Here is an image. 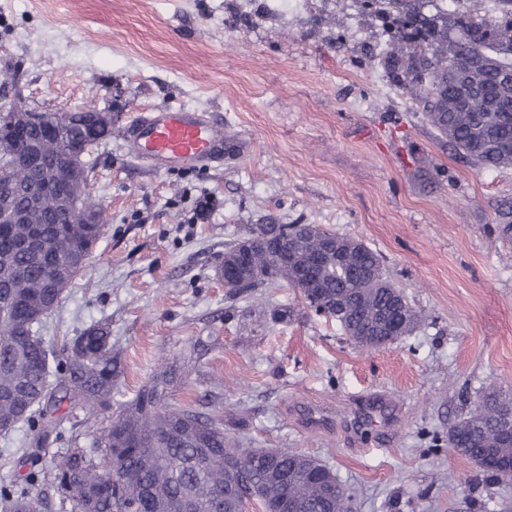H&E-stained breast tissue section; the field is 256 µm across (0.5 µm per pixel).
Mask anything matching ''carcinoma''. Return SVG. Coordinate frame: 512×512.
<instances>
[{
    "instance_id": "carcinoma-1",
    "label": "carcinoma",
    "mask_w": 512,
    "mask_h": 512,
    "mask_svg": "<svg viewBox=\"0 0 512 512\" xmlns=\"http://www.w3.org/2000/svg\"><path fill=\"white\" fill-rule=\"evenodd\" d=\"M379 21L385 38L380 62L390 82L419 91L414 104L423 119L475 166L496 170L512 166V0H497L498 15L477 20L465 12H424V0H361ZM481 46L490 63L465 65ZM70 151L92 148L80 135L91 117L74 112ZM13 115L0 111V197L28 203L17 192L23 177L10 167ZM83 204L97 216L94 224H61L51 207L34 212L32 224H0V427L8 436L21 423L52 427L57 393L100 409L111 408L118 371L112 356V331L98 322L74 336L59 352L39 334L45 316L85 267L105 225L103 211L86 194ZM255 241L247 270L233 297L257 294L286 284L300 292L306 308L336 318L348 341L362 349L390 345L409 335L421 315L389 279L380 256L354 237L322 227L305 235L297 224H251L226 246L225 264L241 258L245 243ZM65 383L53 382V370ZM171 372L162 366L138 395L102 428L92 447L75 446L54 458L51 470L38 468L46 449L19 448L6 463L28 468L21 481L0 486V512H37L32 486L49 478L72 512H242L243 499L272 512L282 502L298 512H349L341 486L315 457L284 449L242 448L224 434L218 415L167 400ZM512 399L495 387L448 430V447L483 468L488 454L504 467L512 447L498 446L500 413ZM233 460L239 476L232 497L224 491V461Z\"/></svg>"
}]
</instances>
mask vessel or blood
<instances>
[{
    "label": "vessel or blood",
    "instance_id": "obj_1",
    "mask_svg": "<svg viewBox=\"0 0 512 512\" xmlns=\"http://www.w3.org/2000/svg\"><path fill=\"white\" fill-rule=\"evenodd\" d=\"M227 146L215 116L184 106L140 115L128 140L131 156L156 170L214 161L223 156Z\"/></svg>",
    "mask_w": 512,
    "mask_h": 512
}]
</instances>
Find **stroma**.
<instances>
[{"label": "stroma", "instance_id": "1", "mask_svg": "<svg viewBox=\"0 0 512 512\" xmlns=\"http://www.w3.org/2000/svg\"><path fill=\"white\" fill-rule=\"evenodd\" d=\"M356 0H0V75L29 107L112 115L87 159L88 188L110 221L42 327L59 348L106 319L122 374L113 406L158 366L170 400L211 394L225 434L291 448L327 465L352 512H512V483L487 478L448 446L482 388L512 397V167L463 159L363 49L379 44ZM188 106L239 141L220 160L156 171L130 159L141 110ZM209 194L213 211L193 220ZM247 224H317L362 240L424 317L411 335L362 350L298 290L262 303L218 276ZM292 320L272 322V309ZM390 396L397 430L348 434L367 396ZM60 433L19 426L0 460L45 443L91 447L107 414L74 399Z\"/></svg>", "mask_w": 512, "mask_h": 512}]
</instances>
